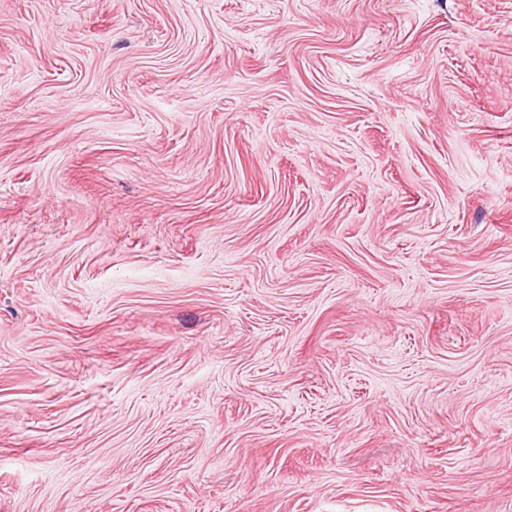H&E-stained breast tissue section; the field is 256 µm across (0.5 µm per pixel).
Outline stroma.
Segmentation results:
<instances>
[{"mask_svg":"<svg viewBox=\"0 0 512 512\" xmlns=\"http://www.w3.org/2000/svg\"><path fill=\"white\" fill-rule=\"evenodd\" d=\"M0 512H512V0H0Z\"/></svg>","mask_w":512,"mask_h":512,"instance_id":"1","label":"stroma"}]
</instances>
